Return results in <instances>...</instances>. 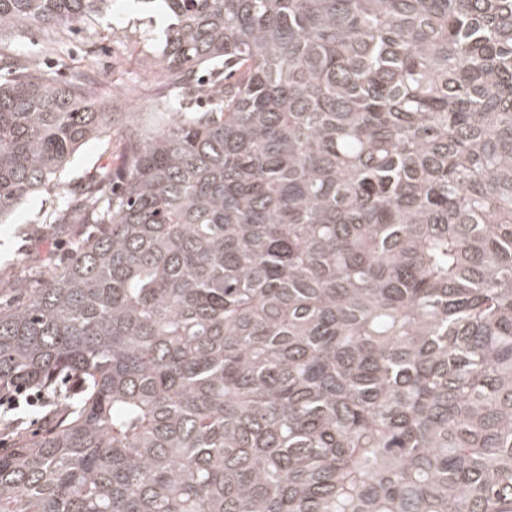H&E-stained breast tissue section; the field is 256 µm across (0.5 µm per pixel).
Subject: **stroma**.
<instances>
[{
    "label": "stroma",
    "instance_id": "35a3bbf8",
    "mask_svg": "<svg viewBox=\"0 0 512 512\" xmlns=\"http://www.w3.org/2000/svg\"><path fill=\"white\" fill-rule=\"evenodd\" d=\"M162 17L159 11L112 0L108 14L92 16L63 28L16 40L0 41V52L23 54L43 70L67 75L85 57L97 60L95 79L106 94L128 112L132 123L145 130L159 129L154 112L159 89L146 75L141 59L156 51ZM120 139L106 134L83 145L63 175L77 186L103 167L120 163ZM58 205L55 190L44 189L19 205L0 223V302L17 300L20 290L42 287L48 268L60 267L71 253L67 235L46 219Z\"/></svg>",
    "mask_w": 512,
    "mask_h": 512
}]
</instances>
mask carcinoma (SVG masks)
<instances>
[{"instance_id":"cac0c4a2","label":"carcinoma","mask_w":512,"mask_h":512,"mask_svg":"<svg viewBox=\"0 0 512 512\" xmlns=\"http://www.w3.org/2000/svg\"><path fill=\"white\" fill-rule=\"evenodd\" d=\"M163 6L152 134L90 67L0 66L1 218L123 146L0 307V391L80 383L0 448V512H512V0ZM121 145L119 136L112 131L83 145L71 159L62 180L71 186H79L102 167L115 168L120 164Z\"/></svg>"}]
</instances>
